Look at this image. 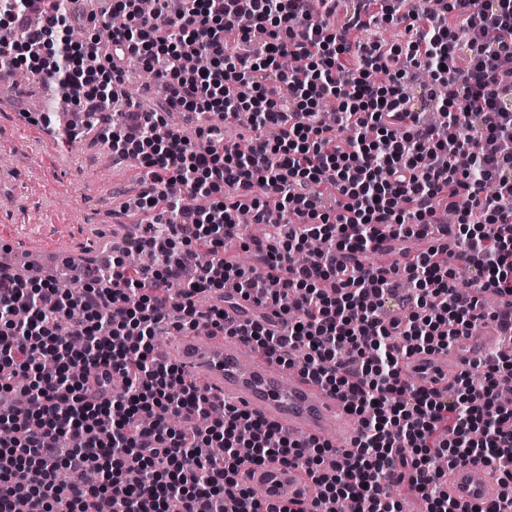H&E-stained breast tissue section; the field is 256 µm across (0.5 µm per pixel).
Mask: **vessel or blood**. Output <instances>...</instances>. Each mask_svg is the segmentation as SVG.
<instances>
[{
  "mask_svg": "<svg viewBox=\"0 0 512 512\" xmlns=\"http://www.w3.org/2000/svg\"><path fill=\"white\" fill-rule=\"evenodd\" d=\"M485 336L481 329L458 342L456 357L460 364L477 358ZM179 363L189 374H202L210 392L302 439H329L336 431L337 417L346 413L343 403L326 389L268 357H259L250 368H242L240 353L229 336L188 333ZM409 368L418 385L438 388L445 383L433 357L413 356ZM495 469L490 462L456 467L448 475L449 496L464 512L473 505L494 500L499 493L493 477ZM248 480L284 510L292 501L310 499L314 493L302 468L278 462L255 468Z\"/></svg>",
  "mask_w": 512,
  "mask_h": 512,
  "instance_id": "obj_1",
  "label": "vessel or blood"
}]
</instances>
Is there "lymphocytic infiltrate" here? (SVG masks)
<instances>
[{
  "instance_id": "obj_1",
  "label": "lymphocytic infiltrate",
  "mask_w": 512,
  "mask_h": 512,
  "mask_svg": "<svg viewBox=\"0 0 512 512\" xmlns=\"http://www.w3.org/2000/svg\"><path fill=\"white\" fill-rule=\"evenodd\" d=\"M60 2L0 5L1 68L26 61L79 105L103 102L136 61L164 111L199 127L192 139L164 111L113 113V157L145 175L142 219L103 275L63 291L0 265V393L24 397L0 405L15 434L0 442V512H280L242 472L273 460L316 486L293 512H403L389 491L400 469L427 512H460L443 479L475 460L497 465L501 492L473 512H512V405L497 398L512 379V153L497 149L512 140V0H156L148 14L116 0L112 56L88 44L78 69ZM384 23L403 41L380 37ZM189 46L206 60L192 71ZM290 55L306 68L284 69ZM243 211L271 239L243 240ZM311 237L324 249L295 265ZM412 239L430 245L413 255ZM235 241L260 266L226 258ZM134 250L152 263L129 266ZM379 250L392 262L363 266ZM206 292L217 304L200 307ZM244 301L256 314L229 318ZM490 323L494 358L443 390L407 385L404 356ZM201 326L299 365L357 417L352 448L291 438L156 358L157 336ZM78 364L93 375L74 378ZM68 434L77 446L61 447ZM63 468L79 483L60 485Z\"/></svg>"
}]
</instances>
